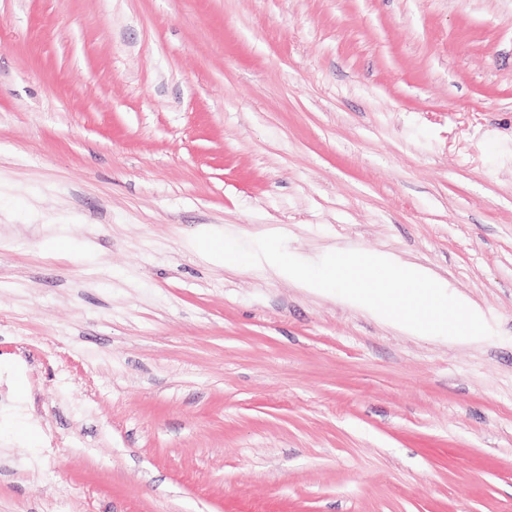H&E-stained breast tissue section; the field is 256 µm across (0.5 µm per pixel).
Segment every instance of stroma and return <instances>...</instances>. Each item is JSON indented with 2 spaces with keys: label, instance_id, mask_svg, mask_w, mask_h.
Here are the masks:
<instances>
[{
  "label": "stroma",
  "instance_id": "obj_1",
  "mask_svg": "<svg viewBox=\"0 0 512 512\" xmlns=\"http://www.w3.org/2000/svg\"><path fill=\"white\" fill-rule=\"evenodd\" d=\"M0 512H512V0H0Z\"/></svg>",
  "mask_w": 512,
  "mask_h": 512
}]
</instances>
